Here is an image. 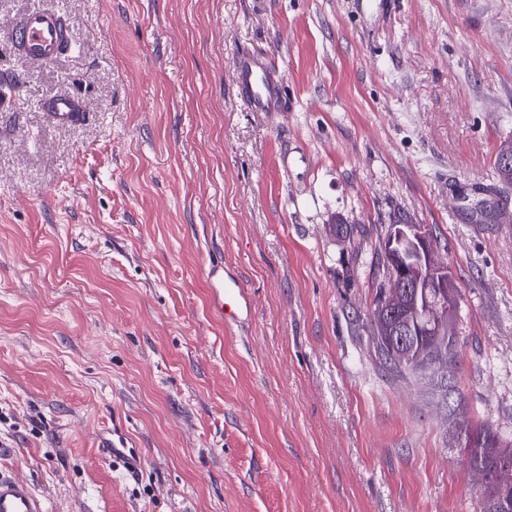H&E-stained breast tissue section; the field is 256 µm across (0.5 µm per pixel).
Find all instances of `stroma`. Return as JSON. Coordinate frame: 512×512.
Wrapping results in <instances>:
<instances>
[{
  "instance_id": "obj_1",
  "label": "stroma",
  "mask_w": 512,
  "mask_h": 512,
  "mask_svg": "<svg viewBox=\"0 0 512 512\" xmlns=\"http://www.w3.org/2000/svg\"><path fill=\"white\" fill-rule=\"evenodd\" d=\"M50 2L75 56L0 42V469L48 512H480L457 422L512 436V223L448 186L498 181L512 0ZM243 50L285 111L237 98ZM51 92L95 117L50 124ZM400 215L445 247L449 377L366 341ZM212 313L225 325L243 323L251 316L252 301L237 277L224 274V260H211L204 269Z\"/></svg>"
}]
</instances>
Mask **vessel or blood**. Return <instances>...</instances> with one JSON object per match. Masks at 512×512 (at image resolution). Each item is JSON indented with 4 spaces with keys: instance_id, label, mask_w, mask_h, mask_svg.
<instances>
[{
    "instance_id": "obj_1",
    "label": "vessel or blood",
    "mask_w": 512,
    "mask_h": 512,
    "mask_svg": "<svg viewBox=\"0 0 512 512\" xmlns=\"http://www.w3.org/2000/svg\"><path fill=\"white\" fill-rule=\"evenodd\" d=\"M7 34L12 54L32 64L50 63L70 55L75 45L67 18L51 6L36 7L15 17ZM282 85L280 70L268 57L255 54L239 57L236 95L251 111H282L285 106ZM42 110L57 125L88 122L94 112L86 100L64 93L48 95L42 102ZM204 275L212 313L228 325L248 320L252 301L238 278L225 275L223 261H210ZM0 512H47V507L26 478L0 470Z\"/></svg>"
}]
</instances>
